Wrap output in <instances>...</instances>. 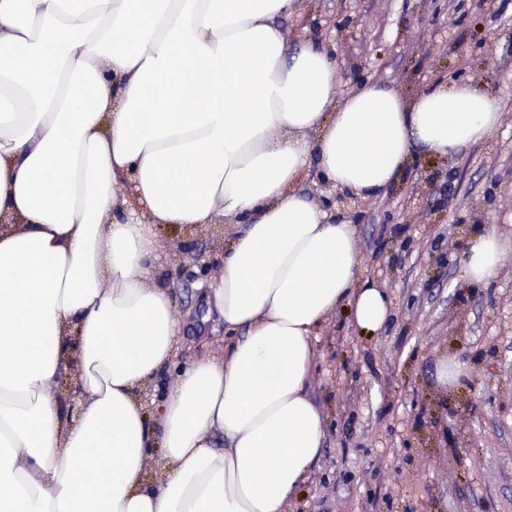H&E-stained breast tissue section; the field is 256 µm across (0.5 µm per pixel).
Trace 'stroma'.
Returning a JSON list of instances; mask_svg holds the SVG:
<instances>
[{"mask_svg": "<svg viewBox=\"0 0 512 512\" xmlns=\"http://www.w3.org/2000/svg\"><path fill=\"white\" fill-rule=\"evenodd\" d=\"M279 25L290 50H330L339 98L370 82L411 96L468 79L501 102L489 137L445 159L413 147L381 197L332 187L313 165L300 181L302 196L354 224L360 272L386 290L391 317L373 336L343 308L322 325L308 392L326 437L288 512H512V254L486 283L451 254L483 231L512 240V0H293ZM236 230L220 214L157 230L183 332L140 396L149 416L181 367L224 353L202 269ZM447 359L463 369L448 385Z\"/></svg>", "mask_w": 512, "mask_h": 512, "instance_id": "1", "label": "stroma"}]
</instances>
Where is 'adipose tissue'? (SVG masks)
Listing matches in <instances>:
<instances>
[{
  "label": "adipose tissue",
  "mask_w": 512,
  "mask_h": 512,
  "mask_svg": "<svg viewBox=\"0 0 512 512\" xmlns=\"http://www.w3.org/2000/svg\"><path fill=\"white\" fill-rule=\"evenodd\" d=\"M291 4L0 0V512H285L308 481L325 437L313 340L345 304L377 332L391 303L361 276L353 224L297 183L314 158L378 195L412 146L448 158L486 139L500 102L468 81L337 100L328 51H289L274 24ZM220 212L244 228L206 299L237 338L179 373L153 429L137 393L180 331L166 285H143L154 228ZM511 252L475 237L469 278L495 279ZM71 356L76 418L51 394Z\"/></svg>",
  "instance_id": "adipose-tissue-1"
}]
</instances>
